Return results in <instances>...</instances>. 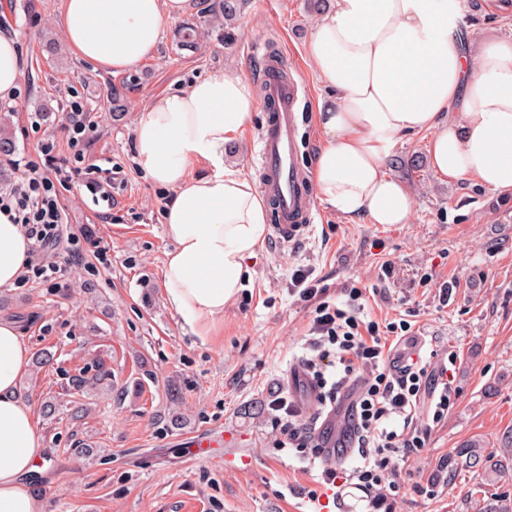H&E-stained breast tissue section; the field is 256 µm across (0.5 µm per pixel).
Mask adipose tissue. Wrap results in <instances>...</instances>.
<instances>
[{
  "instance_id": "obj_1",
  "label": "adipose tissue",
  "mask_w": 512,
  "mask_h": 512,
  "mask_svg": "<svg viewBox=\"0 0 512 512\" xmlns=\"http://www.w3.org/2000/svg\"><path fill=\"white\" fill-rule=\"evenodd\" d=\"M187 0H62L64 36L104 71L154 56L164 24ZM457 0H330L305 54L330 94L318 103L325 143L313 166L319 199L346 223L405 224L414 196L386 171L397 143L430 133L429 161L451 181L512 193V35L477 38ZM260 104L240 72L195 80L151 98L133 128L135 158L174 196L164 214L174 248L162 267L167 305L182 329L206 336L252 276L266 238V205L251 180L224 165V145ZM206 161L205 174L189 166ZM29 242L0 213V288L23 275ZM30 348L0 320V512H44L30 485L52 460L18 387Z\"/></svg>"
}]
</instances>
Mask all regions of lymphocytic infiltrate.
Segmentation results:
<instances>
[{
	"mask_svg": "<svg viewBox=\"0 0 512 512\" xmlns=\"http://www.w3.org/2000/svg\"><path fill=\"white\" fill-rule=\"evenodd\" d=\"M62 130L68 156L58 157L54 140H41L38 156L15 161L22 177L0 187V213L22 225L29 242L26 282L61 279L84 254L80 237L64 231L63 203V191L74 180L94 184L102 174L87 156L93 124L81 100L70 102ZM63 239L69 244L66 255L48 260V250ZM292 291L312 307L302 363L320 390L319 405L342 412L347 424L335 466L323 468L317 488L305 489V496L316 502L323 492H341L352 483L364 493L367 512H396L409 489L435 498L448 484L447 457H439L426 478L408 485L403 477L457 404L447 364L433 365L415 352L408 319H365L362 289H349L345 302H335L320 280L301 267L292 275ZM268 408V447L303 461L319 459L316 419L290 387L271 391ZM351 456L358 463L345 468Z\"/></svg>",
	"mask_w": 512,
	"mask_h": 512,
	"instance_id": "f902f5d3",
	"label": "lymphocytic infiltrate"
}]
</instances>
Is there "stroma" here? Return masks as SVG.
I'll return each mask as SVG.
<instances>
[{
    "mask_svg": "<svg viewBox=\"0 0 512 512\" xmlns=\"http://www.w3.org/2000/svg\"><path fill=\"white\" fill-rule=\"evenodd\" d=\"M465 26L485 35L512 33V0H473ZM61 0H0L7 35L20 50L27 94L1 103L16 154L34 153L39 138L68 154L61 121L72 95L82 98L95 130L87 147L93 160H110L112 220L99 218L82 181L64 194L68 231H86L112 248L108 268L72 266L61 287L33 281L0 288V319L13 321L32 354L55 353L53 365L26 371L19 391L32 408L55 466L38 475L45 512H310L302 498L320 467L287 452L267 449L270 420L265 403L286 383L289 364L302 355L309 305L291 291L298 267L312 271L332 298L349 288L365 291L369 316L412 314L424 353L453 352L449 377L457 405L438 426L418 462L428 474L436 458L456 457L479 441L481 456L499 454L512 435V194L484 189L472 180L450 182L429 163L428 134L402 138L386 170L407 184L414 208L406 224H347L327 206L298 243L280 247L265 240L250 264L252 280L224 309L215 335L184 334L163 294L161 270L172 248L163 211L170 189L152 184L137 166L133 127L143 103L205 78L238 69L260 75L261 47L272 46L295 78L305 80L310 100L300 115L306 131L301 160L312 166L324 143L317 103L329 91L305 55L317 16L309 0H243L230 29L188 0L185 14L164 25L155 56L123 73H108L77 57L59 22ZM198 27L196 48L178 49L177 32ZM132 78L128 110L112 112L113 84ZM45 116L32 133L28 115ZM258 110L250 126L224 146L226 166L255 177L258 136L265 120ZM391 260L394 278L377 277ZM430 272L460 286L447 305L419 282ZM104 363L110 379L82 396L90 412L75 420L69 378L77 369ZM59 402L52 420L45 401ZM223 433L231 463L213 465L193 457L194 437ZM99 451L91 460L75 453L80 443ZM477 463L448 470V486L430 500L406 493L401 512H476L512 497V469L492 482L481 503L469 491L481 479Z\"/></svg>",
    "mask_w": 512,
    "mask_h": 512,
    "instance_id": "35a3bbf8",
    "label": "stroma"
}]
</instances>
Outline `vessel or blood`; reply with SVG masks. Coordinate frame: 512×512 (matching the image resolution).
Wrapping results in <instances>:
<instances>
[{"label": "vessel or blood", "instance_id": "obj_1", "mask_svg": "<svg viewBox=\"0 0 512 512\" xmlns=\"http://www.w3.org/2000/svg\"><path fill=\"white\" fill-rule=\"evenodd\" d=\"M259 87L261 100L271 111L258 138L257 184L270 204L274 242L294 243L307 234L318 215L307 171L300 161L303 135L299 114L304 109L305 88L302 82L282 76L279 56L269 50L264 53ZM287 379L308 412L317 413L318 389L301 362L289 365Z\"/></svg>", "mask_w": 512, "mask_h": 512}]
</instances>
